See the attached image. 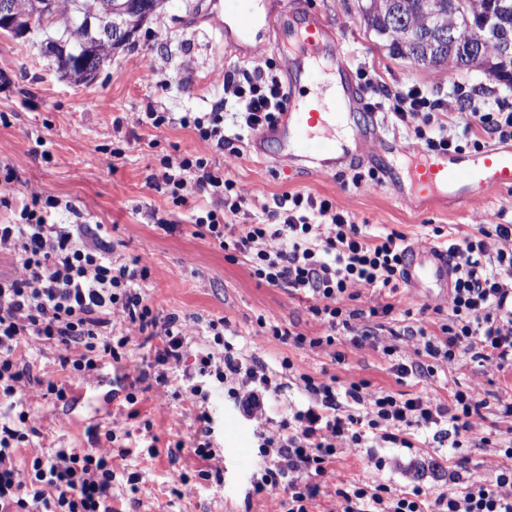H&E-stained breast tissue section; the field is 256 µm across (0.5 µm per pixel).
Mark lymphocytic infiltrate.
<instances>
[{
    "mask_svg": "<svg viewBox=\"0 0 512 512\" xmlns=\"http://www.w3.org/2000/svg\"><path fill=\"white\" fill-rule=\"evenodd\" d=\"M371 99L369 109L388 102L394 117L406 122L419 112H441V97L413 85L390 94L373 73H360ZM286 89L276 78L260 75L224 78V98L212 111L173 116L169 112L137 113L136 122L158 127L173 121L192 128L205 142L223 143L224 112L248 133L273 124L287 104ZM149 188L166 192L177 204L209 196L213 209L195 214L199 235L217 240L227 251L248 258L254 275L272 287L286 286L311 297L310 311L327 335H295V344L318 352L335 345L339 331L375 338L373 318L393 311L390 303L366 309L344 307L343 299L362 292H396L402 279L406 246L403 234L363 232L353 218L327 199L295 193L276 204H258L223 167L199 155L162 157ZM28 204L10 224H0V254L9 255L14 272L0 277V399L10 413L0 419V512H112L111 444L118 429L135 417L136 393H127L116 408L103 442L93 448H61L54 454L32 452L20 458L22 444L35 433V419L24 411L30 393L66 400L74 385L98 374L106 360L121 361L140 338L159 339L150 364L159 390H173L198 411L200 428L194 453L201 461L219 460L213 391H223L254 427L257 468L251 476L255 493L286 492L278 512H313L319 487L316 476L328 474L341 448H360L369 439L411 447L412 430L450 432L452 447L489 444L478 419L485 408L476 389L412 396L370 390L367 382L337 386L335 379L301 372L291 360L272 371L254 357L235 353L224 337V321L175 312L159 315L142 285L150 268L144 258L132 264L113 261L110 249L88 243V224H58L57 199L26 185ZM260 205L253 224L236 223L240 211ZM457 269L448 313L438 333L415 330L416 344L428 362L404 357L395 366L399 377L429 379L448 363L473 354L496 369L512 365V224H483L463 242H449ZM59 351L61 376L31 378L22 363L31 340ZM194 367L171 389L173 368L186 358ZM293 378L307 397L304 404L273 418L272 407L285 378ZM501 462L466 484L449 479L446 491L432 495L422 487L389 493L383 486L354 484L337 489L341 512H512V447L501 448Z\"/></svg>",
    "mask_w": 512,
    "mask_h": 512,
    "instance_id": "lymphocytic-infiltrate-1",
    "label": "lymphocytic infiltrate"
}]
</instances>
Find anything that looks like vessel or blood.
<instances>
[{
	"mask_svg": "<svg viewBox=\"0 0 512 512\" xmlns=\"http://www.w3.org/2000/svg\"><path fill=\"white\" fill-rule=\"evenodd\" d=\"M225 10L239 38L249 37L261 22L251 0H227ZM275 23L279 31L275 50L284 53L298 48L309 68V81L320 86L339 85L340 95L332 112L306 107L296 95H289L287 112L280 114L274 127L257 132L250 145L257 149L266 140L276 139L279 165L324 175L352 157L349 146L337 140L336 126L355 121L361 91L345 85L343 70L337 65L342 57L340 46L315 18L283 13L276 16ZM394 150L412 161L407 187L397 190L398 199L410 206L419 199L448 198L457 207L467 208L484 200L492 189L512 186V147H489L469 155L401 143L395 144ZM402 274L414 294L444 300L454 286L457 270L446 248L417 245L407 248Z\"/></svg>",
	"mask_w": 512,
	"mask_h": 512,
	"instance_id": "obj_1",
	"label": "vessel or blood"
}]
</instances>
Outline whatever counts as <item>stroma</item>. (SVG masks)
I'll list each match as a JSON object with an SVG mask.
<instances>
[{
	"mask_svg": "<svg viewBox=\"0 0 512 512\" xmlns=\"http://www.w3.org/2000/svg\"><path fill=\"white\" fill-rule=\"evenodd\" d=\"M266 10L278 14L289 9L320 14L337 35L349 65L351 79L360 69L375 72L382 85L397 91L408 85L433 90L448 102L447 114L418 113L411 126L397 122L393 114L376 113L379 141L360 147L350 164L325 176L302 169L276 166V141L265 145V157L249 150L248 142L235 140L217 147L198 139L192 129L177 124H137L133 113L207 112L224 95L226 74H271L284 78L286 63L272 47V30H265L246 45L224 39V0H162L156 13L143 23L130 42L113 53L90 84L62 78L45 52V35L36 28L22 35L0 32V164L20 162L19 179L0 180V224L12 222L27 202L26 185L43 195L71 205L60 213L59 223L72 222L81 212L87 223L103 225V236L120 262L142 256L150 261L145 289L156 312H177L202 320L224 318L230 343L279 370L290 359L301 372L335 378L363 380L371 387L395 393L415 394L429 389L440 397L450 392L477 388L487 403L480 426L489 433L487 448H453L433 434L418 436L410 448H342L333 463V476L321 477L324 512L335 508L334 484H383L393 492L421 485L441 492L448 477H462L484 470L495 460L497 443L512 442V429L503 422L502 405L512 402V367L503 370L464 357L449 364L435 378L420 381L398 378L394 358L383 354L372 340L355 345L343 336L334 350L311 353L298 348L293 334L319 336L326 328L310 312L311 301L286 287H272L253 276L245 257L229 258L210 237L196 235L192 209L176 206L171 197L150 189L147 178L163 156L193 154L225 166L238 186L266 203L288 193L301 192L330 199L352 214L370 233L395 230L407 242L441 245L461 240L481 224L512 223V188L491 190L478 206L451 210L439 204L402 205L383 183L356 184L355 175L381 172L391 163L392 141L409 144L412 129L447 121L462 153L472 144L465 137L477 117L460 108L453 82L474 86L486 96L512 105V87L488 74L454 69L436 73L407 59L391 57L366 27L362 8L366 0H264ZM168 221L173 231L159 229ZM393 313L381 317L398 352L412 351L411 331L424 327L439 331L441 317L434 302L400 288L393 298ZM271 320L289 331L286 339L262 335L261 320ZM158 340L141 343L131 358L104 365L99 376L76 388L67 404L55 405L39 398L27 405L36 416V439L44 454L57 448H87L92 432L105 426L112 410V377L137 379L154 356ZM344 362H336L333 352ZM138 414L129 419L128 435L113 442L112 465L117 474L112 484L114 512H270L271 498L254 495L250 477L256 468V439L247 422L223 394L211 398L216 439L223 457L220 473L200 478L203 464L193 452L195 412L188 402L159 400L157 388L139 382ZM155 441V454L142 444ZM182 442L178 456H170L174 442ZM196 489L177 497L181 476Z\"/></svg>",
	"mask_w": 512,
	"mask_h": 512,
	"instance_id": "stroma-1",
	"label": "stroma"
}]
</instances>
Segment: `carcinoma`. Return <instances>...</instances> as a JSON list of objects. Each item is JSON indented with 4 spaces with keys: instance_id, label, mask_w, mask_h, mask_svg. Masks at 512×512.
<instances>
[{
    "instance_id": "obj_1",
    "label": "carcinoma",
    "mask_w": 512,
    "mask_h": 512,
    "mask_svg": "<svg viewBox=\"0 0 512 512\" xmlns=\"http://www.w3.org/2000/svg\"><path fill=\"white\" fill-rule=\"evenodd\" d=\"M17 15L18 34L28 31L32 0H8ZM66 17L80 19L78 27L67 31L55 27L51 15L37 18L44 29L55 28L46 37L45 47L54 56L58 71L86 84L93 82L109 54L120 49L117 30L139 27L144 13H152L162 0H58ZM467 9L448 10V0H366L367 28L388 53L423 64L441 73L450 68L481 70L494 76L501 63V46L483 40V20L493 16L501 32L512 39V0H470ZM441 4L448 28L456 38L477 46V54L466 58L452 51L448 38L434 36L435 9Z\"/></svg>"
}]
</instances>
